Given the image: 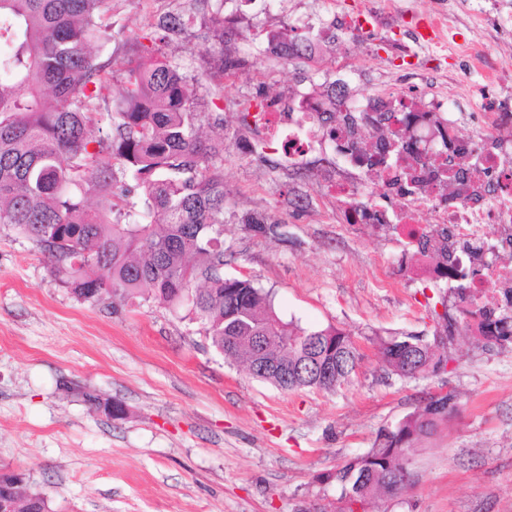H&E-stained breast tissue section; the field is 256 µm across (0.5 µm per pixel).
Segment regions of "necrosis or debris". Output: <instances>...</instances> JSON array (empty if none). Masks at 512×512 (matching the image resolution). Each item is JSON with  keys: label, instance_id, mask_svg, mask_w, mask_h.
<instances>
[{"label": "necrosis or debris", "instance_id": "4bbe7bcc", "mask_svg": "<svg viewBox=\"0 0 512 512\" xmlns=\"http://www.w3.org/2000/svg\"><path fill=\"white\" fill-rule=\"evenodd\" d=\"M356 78L340 70L326 94L302 92L252 122L288 160L322 154L337 171L328 189L348 223L413 247L417 266L399 255L388 263L392 278L466 295L469 329L483 335L485 314L512 309V114H474L477 131L464 136L451 100L411 89L384 99L356 90Z\"/></svg>", "mask_w": 512, "mask_h": 512}]
</instances>
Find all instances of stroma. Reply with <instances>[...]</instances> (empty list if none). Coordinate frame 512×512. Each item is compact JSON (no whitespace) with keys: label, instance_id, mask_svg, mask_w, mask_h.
I'll return each mask as SVG.
<instances>
[{"label":"stroma","instance_id":"35a3bbf8","mask_svg":"<svg viewBox=\"0 0 512 512\" xmlns=\"http://www.w3.org/2000/svg\"><path fill=\"white\" fill-rule=\"evenodd\" d=\"M365 0H239L238 26L224 51L252 57L269 31L309 23L318 30L357 16ZM446 14L443 39L416 42L399 14L379 20L366 42L328 45L320 61L263 60L219 76L224 101L225 274L251 276L270 292L281 318L302 327L334 326L355 341L361 361L335 392H284L244 365L209 349L182 312L137 300L107 308L76 298L47 257L22 236L0 229V468L23 471L53 512H337L340 491L321 473L371 448L390 427L437 391L457 409L419 446L406 488L382 512H512V341L484 347L463 325L437 345L445 371L402 378L384 370L380 340L404 334L432 341L454 314L448 291L421 280L382 282L391 237L346 223L328 191L333 177L318 156L299 164L274 150L246 153L263 133L239 122L257 91L280 96L311 87L338 63L356 67L366 87L400 92L427 73L424 95L454 100V111L486 112L512 98V85L489 89L466 46L493 24L512 33V17L484 13L485 0H413ZM186 0H116L112 40L119 61L133 58L131 33L155 15L177 14ZM212 45L189 27L168 55L182 73L206 71ZM409 48L413 61L401 60ZM268 215L275 229L241 223ZM123 404L118 420L85 393Z\"/></svg>","mask_w":512,"mask_h":512}]
</instances>
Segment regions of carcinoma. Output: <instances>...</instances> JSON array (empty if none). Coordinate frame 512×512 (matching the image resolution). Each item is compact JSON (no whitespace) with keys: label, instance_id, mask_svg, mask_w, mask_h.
Masks as SVG:
<instances>
[{"label":"carcinoma","instance_id":"obj_1","mask_svg":"<svg viewBox=\"0 0 512 512\" xmlns=\"http://www.w3.org/2000/svg\"><path fill=\"white\" fill-rule=\"evenodd\" d=\"M112 2L0 0V224L46 254L79 299L184 308L217 353L248 369L267 363L253 378L284 392L336 391L361 359L352 338L286 322L253 279L224 275L222 88L210 73L188 81L159 48L178 42L194 12L161 16L131 38L138 63L124 66L115 101L116 59L94 49L112 38ZM200 2L218 71L242 66L224 55V0ZM104 112L116 114L106 129ZM382 360L407 378L448 362L415 335L383 342ZM455 410L450 394L427 401L323 481L336 482L348 512L353 500L397 495L416 444ZM10 497L17 512H50L23 480Z\"/></svg>","mask_w":512,"mask_h":512}]
</instances>
